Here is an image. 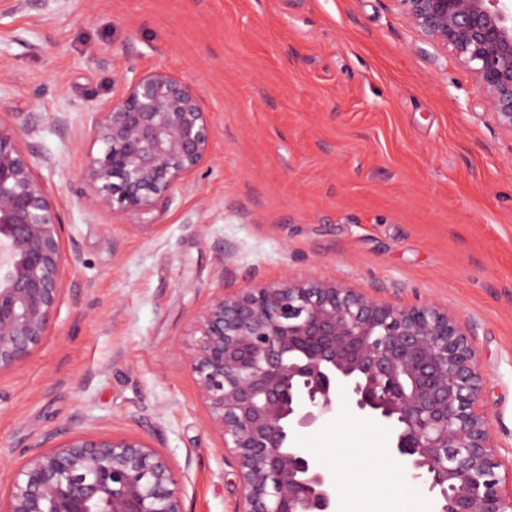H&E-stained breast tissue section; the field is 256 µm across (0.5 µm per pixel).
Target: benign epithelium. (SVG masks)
<instances>
[{
	"label": "benign epithelium",
	"mask_w": 512,
	"mask_h": 512,
	"mask_svg": "<svg viewBox=\"0 0 512 512\" xmlns=\"http://www.w3.org/2000/svg\"><path fill=\"white\" fill-rule=\"evenodd\" d=\"M35 0H0V19ZM423 44L476 77L512 138V0H393ZM101 143L81 171L88 203L150 223L209 155L212 125L186 81L123 79L89 113ZM36 153L0 117V370L40 344L65 288L61 205ZM191 359L207 424L239 476L234 512H336V481L292 434L343 401L392 428L390 452L423 479L438 512H512V465L499 455L468 335L433 304L399 306L331 282L219 291L193 321ZM0 512H184L176 473L137 437L77 434L33 449Z\"/></svg>",
	"instance_id": "obj_1"
}]
</instances>
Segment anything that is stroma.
<instances>
[{
  "instance_id": "35a3bbf8",
  "label": "stroma",
  "mask_w": 512,
  "mask_h": 512,
  "mask_svg": "<svg viewBox=\"0 0 512 512\" xmlns=\"http://www.w3.org/2000/svg\"><path fill=\"white\" fill-rule=\"evenodd\" d=\"M155 69L191 84L213 137L144 225L88 205L84 116ZM487 110L394 0H44L0 20V114L38 113L23 141L51 159L38 174L78 258L42 343L0 371V493L44 435L136 436L172 465L184 512H234L238 474L190 370L192 320L218 290L288 279L455 314L512 458V139ZM390 436L341 403L293 443L331 473ZM355 491L428 494L369 471Z\"/></svg>"
}]
</instances>
